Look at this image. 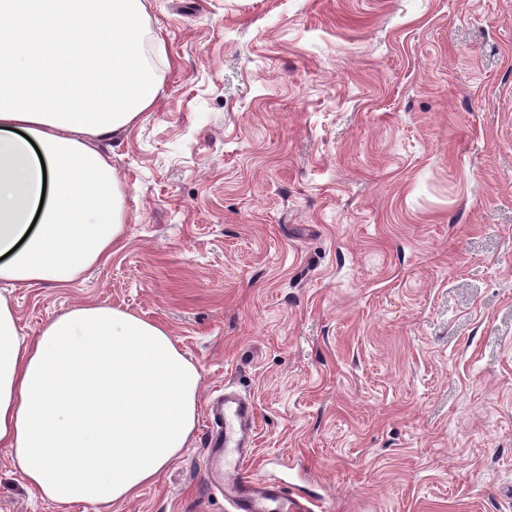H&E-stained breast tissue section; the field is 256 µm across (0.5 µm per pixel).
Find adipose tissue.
Instances as JSON below:
<instances>
[{"label": "adipose tissue", "instance_id": "ef3b65f1", "mask_svg": "<svg viewBox=\"0 0 512 512\" xmlns=\"http://www.w3.org/2000/svg\"><path fill=\"white\" fill-rule=\"evenodd\" d=\"M155 43L143 0H0V283L66 287L121 246L126 194L89 141L153 106ZM200 385L158 322L88 301L27 336L0 296V448L56 505L154 483Z\"/></svg>", "mask_w": 512, "mask_h": 512}]
</instances>
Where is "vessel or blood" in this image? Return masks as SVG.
Returning a JSON list of instances; mask_svg holds the SVG:
<instances>
[{"label":"vessel or blood","mask_w":512,"mask_h":512,"mask_svg":"<svg viewBox=\"0 0 512 512\" xmlns=\"http://www.w3.org/2000/svg\"><path fill=\"white\" fill-rule=\"evenodd\" d=\"M254 401L225 388L211 405L204 466L212 489L229 512H317L319 499L275 480H258L245 472L255 452Z\"/></svg>","instance_id":"vessel-or-blood-1"}]
</instances>
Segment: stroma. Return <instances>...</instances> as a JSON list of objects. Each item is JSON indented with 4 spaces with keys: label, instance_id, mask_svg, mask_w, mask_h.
<instances>
[{
    "label": "stroma",
    "instance_id": "obj_1",
    "mask_svg": "<svg viewBox=\"0 0 512 512\" xmlns=\"http://www.w3.org/2000/svg\"><path fill=\"white\" fill-rule=\"evenodd\" d=\"M153 109L98 142L125 240L23 334L98 299L202 374L187 448L108 512H226L210 400L257 406L254 478L328 512H512V0H145ZM0 512L44 499L0 449Z\"/></svg>",
    "mask_w": 512,
    "mask_h": 512
}]
</instances>
